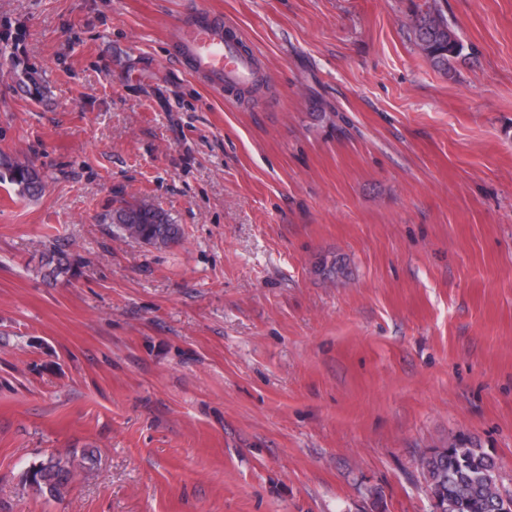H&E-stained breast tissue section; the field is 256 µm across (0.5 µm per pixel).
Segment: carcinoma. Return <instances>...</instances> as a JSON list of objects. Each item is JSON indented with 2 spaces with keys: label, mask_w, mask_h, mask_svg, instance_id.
Segmentation results:
<instances>
[{
  "label": "carcinoma",
  "mask_w": 512,
  "mask_h": 512,
  "mask_svg": "<svg viewBox=\"0 0 512 512\" xmlns=\"http://www.w3.org/2000/svg\"><path fill=\"white\" fill-rule=\"evenodd\" d=\"M412 34L415 43L426 42V59L435 69L447 73L453 63L467 56V47L455 26L432 0L417 7ZM10 184L20 198L42 191L38 172L31 166L9 158L0 159V183ZM112 223L118 235L150 246H169L182 238L180 225L172 222L163 209L124 203L114 210ZM497 464L471 442L448 444V454L428 461L424 472L434 490L448 489L451 512H493L491 480ZM70 478V461L52 456L30 470L28 481L37 490L56 497Z\"/></svg>",
  "instance_id": "1"
}]
</instances>
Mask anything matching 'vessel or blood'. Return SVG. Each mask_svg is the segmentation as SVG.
I'll return each mask as SVG.
<instances>
[{
  "mask_svg": "<svg viewBox=\"0 0 512 512\" xmlns=\"http://www.w3.org/2000/svg\"><path fill=\"white\" fill-rule=\"evenodd\" d=\"M239 42L220 16L205 9L184 23L178 34L180 55L191 72L228 92L248 88L255 77L254 59L242 51Z\"/></svg>",
  "mask_w": 512,
  "mask_h": 512,
  "instance_id": "vessel-or-blood-1",
  "label": "vessel or blood"
}]
</instances>
